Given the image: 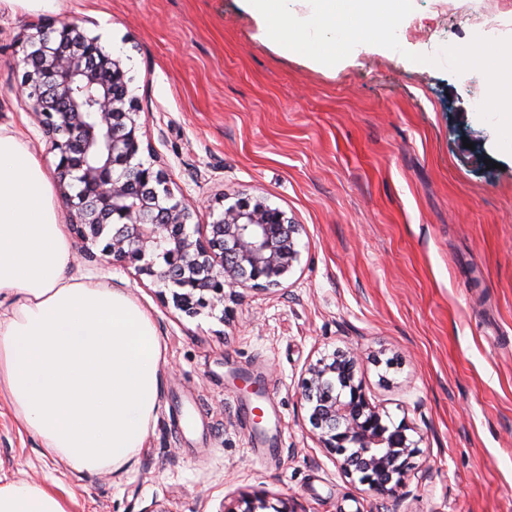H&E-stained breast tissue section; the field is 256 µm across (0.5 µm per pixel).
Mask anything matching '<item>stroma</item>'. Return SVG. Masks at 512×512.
Returning <instances> with one entry per match:
<instances>
[{
	"mask_svg": "<svg viewBox=\"0 0 512 512\" xmlns=\"http://www.w3.org/2000/svg\"><path fill=\"white\" fill-rule=\"evenodd\" d=\"M478 5L512 37V0H414L398 32L466 44ZM58 14L125 59L140 159L193 223L263 199L299 224L300 259L280 287L228 288L223 309L193 315L134 268L72 261L150 314L165 356L155 417L128 466L88 475L0 400V472L57 483L71 512H227L259 492L292 512H512V154L478 115L485 77L394 56L317 69L256 38L238 0H60ZM42 17L0 8V126L52 172L19 91ZM346 348L371 403L424 451L398 498L344 478L309 423L305 371Z\"/></svg>",
	"mask_w": 512,
	"mask_h": 512,
	"instance_id": "obj_1",
	"label": "stroma"
}]
</instances>
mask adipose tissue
<instances>
[{
    "mask_svg": "<svg viewBox=\"0 0 512 512\" xmlns=\"http://www.w3.org/2000/svg\"><path fill=\"white\" fill-rule=\"evenodd\" d=\"M71 258L47 170L0 128V397L66 467L115 472L148 435L164 348L138 303L71 277ZM0 512H69V501L0 477Z\"/></svg>",
    "mask_w": 512,
    "mask_h": 512,
    "instance_id": "adipose-tissue-1",
    "label": "adipose tissue"
}]
</instances>
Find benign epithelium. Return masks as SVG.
<instances>
[{"instance_id":"obj_1","label":"benign epithelium","mask_w":512,"mask_h":512,"mask_svg":"<svg viewBox=\"0 0 512 512\" xmlns=\"http://www.w3.org/2000/svg\"><path fill=\"white\" fill-rule=\"evenodd\" d=\"M21 91L32 100L50 150L58 157L60 183L70 207L69 223L81 241L173 289L175 305L194 314L224 304V288L270 289L299 260L298 225L260 199L239 197L210 224L194 231L190 208L175 197L162 171L138 160L139 112L129 97L124 59L108 52L101 37L76 20L48 18L23 40ZM163 259L154 269L151 256ZM360 356L336 350L307 369L302 399L321 447L336 456L342 475L380 499L395 498L405 486L413 459L422 454L409 439V426L384 423L361 383ZM243 510L293 512L265 494L243 498Z\"/></svg>"}]
</instances>
